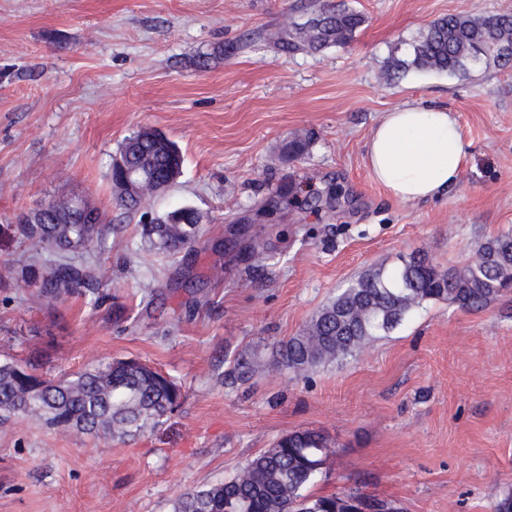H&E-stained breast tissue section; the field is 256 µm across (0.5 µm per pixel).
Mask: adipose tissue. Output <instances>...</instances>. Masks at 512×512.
I'll return each instance as SVG.
<instances>
[{"label": "adipose tissue", "instance_id": "obj_1", "mask_svg": "<svg viewBox=\"0 0 512 512\" xmlns=\"http://www.w3.org/2000/svg\"><path fill=\"white\" fill-rule=\"evenodd\" d=\"M469 144L453 112L407 104L383 113L367 142L373 179L401 201L442 196L456 184Z\"/></svg>", "mask_w": 512, "mask_h": 512}]
</instances>
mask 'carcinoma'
<instances>
[{
  "mask_svg": "<svg viewBox=\"0 0 512 512\" xmlns=\"http://www.w3.org/2000/svg\"><path fill=\"white\" fill-rule=\"evenodd\" d=\"M365 22L350 8H325L303 26L277 33L280 52H320L344 45ZM407 55L394 69L457 74L471 70L469 58L484 50V64L512 62V14L471 17L450 14L432 22L409 41ZM119 157L143 175L148 191L139 198H118L116 204L138 211L156 188L169 190L180 174L182 154L166 136L143 140L139 132L125 138ZM24 236L51 259L41 265L42 295L64 299L79 292L89 271L72 263L75 256L105 246L114 228L105 212L92 209L68 224L19 221ZM200 216L182 207L144 225L143 257H170L197 243ZM512 286V233L482 243L476 256L446 269L422 255H411L391 269L379 268L341 289L298 335L281 340L266 361L240 359L237 370L246 378L258 369L272 368L303 376L320 365L332 364L367 350L381 336L397 329L428 302L446 301L480 309ZM182 398L175 381L136 359L116 360L87 369L73 379H44L20 365H0V417L24 415L47 426L79 434H105L124 440L147 427H156ZM328 439L302 430L276 440L251 459L235 476L181 495L173 512H394L384 501L355 494L311 496L327 458Z\"/></svg>",
  "mask_w": 512,
  "mask_h": 512,
  "instance_id": "obj_1",
  "label": "carcinoma"
}]
</instances>
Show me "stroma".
<instances>
[{"mask_svg":"<svg viewBox=\"0 0 512 512\" xmlns=\"http://www.w3.org/2000/svg\"><path fill=\"white\" fill-rule=\"evenodd\" d=\"M322 2L0 0V265L22 259L17 217L43 204L88 199L119 227L66 301L0 279V365L57 380L135 358L183 393L162 426L125 441L10 417L0 512H173L307 428L334 446L317 496L399 512H494L512 496V291L480 310L428 303L368 353L305 379L233 376L237 356L297 335L369 270L418 251L460 265L512 231V68L393 69L397 43L434 20L512 13V0H334L365 17L350 42L286 55L267 41ZM404 104L447 106L470 144L440 198L401 202L365 165L372 127ZM143 126L183 156L149 211L202 217L189 255L151 265L141 216L116 206L108 176ZM294 138L308 142L298 158L284 150Z\"/></svg>","mask_w":512,"mask_h":512,"instance_id":"35a3bbf8","label":"stroma"}]
</instances>
